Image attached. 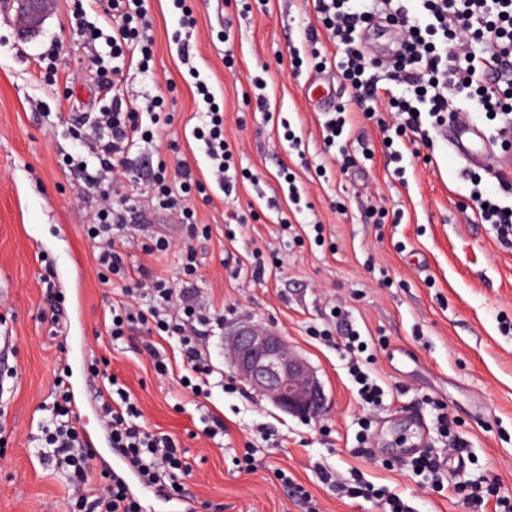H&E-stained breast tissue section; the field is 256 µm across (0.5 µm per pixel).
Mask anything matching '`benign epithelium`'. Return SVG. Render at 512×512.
Segmentation results:
<instances>
[{
  "instance_id": "benign-epithelium-1",
  "label": "benign epithelium",
  "mask_w": 512,
  "mask_h": 512,
  "mask_svg": "<svg viewBox=\"0 0 512 512\" xmlns=\"http://www.w3.org/2000/svg\"><path fill=\"white\" fill-rule=\"evenodd\" d=\"M52 10V0H18L17 34H40ZM235 376L279 410L301 418H317L326 408V395L316 369L293 352L277 332L240 321L224 336Z\"/></svg>"
}]
</instances>
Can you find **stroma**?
<instances>
[{
  "mask_svg": "<svg viewBox=\"0 0 512 512\" xmlns=\"http://www.w3.org/2000/svg\"><path fill=\"white\" fill-rule=\"evenodd\" d=\"M240 17L236 0H194L196 25L182 27L173 0H149L153 20L150 72L125 70L122 87L133 104L162 98L172 121L154 126L152 143L134 149L139 170L151 157L168 167L187 161L207 171L209 159L192 136L204 104L205 80L224 106V138L238 170L247 171L237 196L216 186L194 195L195 221L206 237L162 213L149 216L128 248V271L149 261L180 280L183 245L197 254L204 306L224 313L225 326L248 319L278 331L317 368L327 396L325 412L304 419L282 412L238 381L224 359L223 336L209 350L225 387L194 398L180 378L177 346L159 375L132 340H111L105 321L117 295L100 283L85 227L102 202L70 166L81 154L79 125L108 100L92 53L109 57L105 41L87 49L78 38L69 0H54L42 33L27 42L15 31L13 0H0V405L9 437L0 445V512H69L64 476L40 459L31 438L55 373L82 376L91 361L108 371L140 404L147 425L174 438L191 466L186 497L220 512H384L374 499H348L324 484L319 468L360 476L399 495L416 512H458V485L496 478L512 499V248L491 225L478 223L475 190L512 205L486 169H465L440 138V123L423 115L426 140L386 139L396 127L387 101L372 115L351 105L354 91L340 71L328 72L337 103L349 105L334 145L324 142L328 115L305 92L319 76L316 58L338 48L312 0H249ZM318 29L316 45L305 39ZM56 49L54 66L43 57ZM299 51L301 68L289 64ZM266 85L268 109L256 111L253 79ZM301 138L293 149L289 135ZM398 151L400 161L389 158ZM296 178L300 205L284 195L282 172ZM247 221L235 224L233 213ZM163 237L168 250L145 259L144 242ZM278 261L264 281H253L255 255ZM347 314L365 350L358 359L383 390L379 406L363 409L344 352L315 337L334 329V310ZM410 357L399 356V349ZM446 405L464 447L460 471L444 475L435 491L409 453L447 457V440L434 402ZM218 414L228 428L207 438L202 421ZM370 445L352 452L362 421ZM259 448L268 468L255 475L236 465L245 444ZM307 490L299 500L292 484Z\"/></svg>",
  "mask_w": 512,
  "mask_h": 512,
  "instance_id": "1",
  "label": "stroma"
}]
</instances>
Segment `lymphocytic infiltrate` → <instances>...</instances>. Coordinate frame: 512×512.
I'll return each instance as SVG.
<instances>
[{"mask_svg":"<svg viewBox=\"0 0 512 512\" xmlns=\"http://www.w3.org/2000/svg\"><path fill=\"white\" fill-rule=\"evenodd\" d=\"M147 0H107L102 25H86L77 34L88 46L108 37L114 64L112 73L120 75L128 56L138 55L141 71H149L153 57L151 20ZM315 8L325 21L332 39L342 54V74L358 90L359 101L373 99L378 80L367 72L368 63L359 49V35L372 18L364 0H315ZM390 17L402 42L390 71L391 81L413 89L414 98H395L389 103L404 131L418 132L423 113L448 109V94L455 91L476 100L486 113L512 112V0H420L418 14H409L397 6ZM481 43L480 53H473L474 43ZM110 105L100 112L95 125L86 134L89 153L80 158L76 168L87 188L102 189L105 182H120L130 177L136 163L130 153L137 142L153 140L154 134L143 127V115H155L160 102L145 99L142 108L131 107L119 83L106 84ZM197 91L208 106L203 123L194 137L203 141L210 161V178L224 195H232L236 179L230 173L231 155L224 141V113L215 109V100L205 82ZM155 186L148 208H162L190 223L192 190L203 187L189 165H181L176 178H169L165 161H158L151 172ZM129 211L124 207L105 206L89 225L87 235L96 250L103 283L112 276L125 274V265L117 240L128 228ZM198 265L193 248H186L185 278L173 285L147 266H139L136 275H125L121 299L113 307L106 326L113 340L129 332L144 334L142 351L155 371L168 372L165 343L175 342L187 371L186 386L195 395L209 394L215 373L204 350L206 342L221 328L223 316L199 304ZM54 400L44 405L39 455L63 473L72 487L79 512H143L140 500L129 490L125 480L105 471L99 485H86V470L95 459L85 445L77 426V416L69 383L62 375L53 380ZM100 411L111 428L112 445L119 448L139 483L158 487L167 498L185 494L184 479L190 468L182 458L175 440L168 434L146 427L143 413L117 380H109L101 390ZM322 481L337 495L371 498L383 502L386 512H414L401 498L356 479L344 482L329 471H322ZM495 479L486 477L476 484L457 487V505L461 512H485L488 502H495L500 512H512V500L497 498Z\"/></svg>","mask_w":512,"mask_h":512,"instance_id":"1","label":"lymphocytic infiltrate"}]
</instances>
